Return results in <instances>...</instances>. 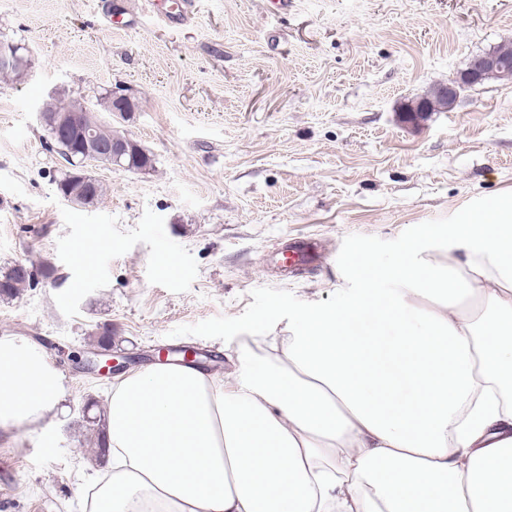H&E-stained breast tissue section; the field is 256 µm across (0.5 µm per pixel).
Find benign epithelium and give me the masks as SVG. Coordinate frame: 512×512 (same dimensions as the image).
<instances>
[{"mask_svg": "<svg viewBox=\"0 0 512 512\" xmlns=\"http://www.w3.org/2000/svg\"><path fill=\"white\" fill-rule=\"evenodd\" d=\"M512 52V44L505 42L494 50L474 56L468 66L459 73L448 78L441 94L448 107H453L460 99L462 92L472 86L489 79L511 80L512 72L503 66V60ZM26 56L21 53V46L9 44L0 48V67L24 68ZM402 119L417 125L427 116L426 106L419 100L411 101L402 109ZM44 126L51 128L52 136L59 142L72 143V154L78 157V164L88 163L111 166L120 163L127 151L126 145L103 143L94 133L95 120L85 114L79 120V126L73 125V118L66 108L58 110V115L50 117L39 114ZM125 362L118 360L104 351H95L93 356L83 362V366L100 375H112L124 368Z\"/></svg>", "mask_w": 512, "mask_h": 512, "instance_id": "obj_1", "label": "benign epithelium"}]
</instances>
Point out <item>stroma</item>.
<instances>
[{"instance_id":"1","label":"stroma","mask_w":512,"mask_h":512,"mask_svg":"<svg viewBox=\"0 0 512 512\" xmlns=\"http://www.w3.org/2000/svg\"><path fill=\"white\" fill-rule=\"evenodd\" d=\"M141 4L0 0V41L32 59L0 85V271L52 267L0 298V343L46 352L64 388L55 418L0 426V512H80L102 467L83 407L105 411L114 382L80 365L99 328L129 371L186 346L221 373L241 344L288 335L289 312L335 306L358 259L445 261L449 224L512 193V81L417 125L400 112L512 42V0H196L175 27ZM118 87L140 108L103 119L155 167H91L105 196L67 202L38 112ZM298 234L325 260L281 272L272 254Z\"/></svg>"}]
</instances>
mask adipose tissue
Masks as SVG:
<instances>
[{"instance_id":"obj_1","label":"adipose tissue","mask_w":512,"mask_h":512,"mask_svg":"<svg viewBox=\"0 0 512 512\" xmlns=\"http://www.w3.org/2000/svg\"><path fill=\"white\" fill-rule=\"evenodd\" d=\"M487 210L452 225L445 266L364 259L227 377L118 379L80 512H512V194ZM61 397L44 354L0 345V423Z\"/></svg>"}]
</instances>
